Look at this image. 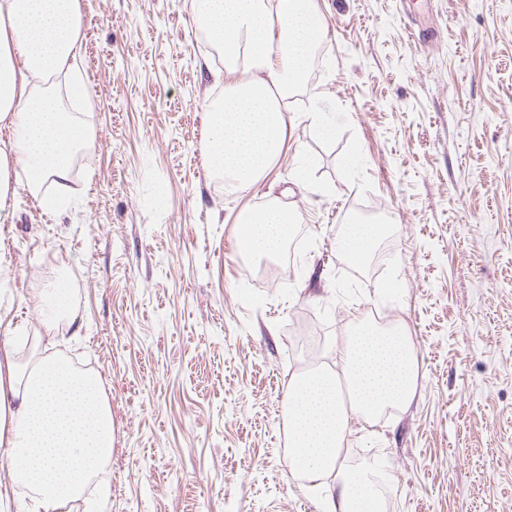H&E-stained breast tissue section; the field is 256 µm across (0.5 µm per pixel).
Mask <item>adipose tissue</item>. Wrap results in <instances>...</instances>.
<instances>
[{"instance_id": "ef3b65f1", "label": "adipose tissue", "mask_w": 512, "mask_h": 512, "mask_svg": "<svg viewBox=\"0 0 512 512\" xmlns=\"http://www.w3.org/2000/svg\"><path fill=\"white\" fill-rule=\"evenodd\" d=\"M197 26L224 52V96L208 109L205 133L211 168L224 191L264 184L283 151L289 118L282 102L306 79V60L326 25L316 0H190ZM82 15L79 0H0V124L11 127L0 145V206L24 174L30 192L44 184L66 187L71 155L95 136L62 105L48 79L69 74ZM254 80L242 81L240 69ZM298 218L273 204L243 210L238 249L273 258ZM385 227L359 220L347 225L337 247L365 264ZM45 334L54 344L58 319L69 310L64 285L38 288ZM341 374L314 370L290 378L287 399L290 469L317 483L336 482L322 512H384L370 469H351L341 447L352 417L373 418L404 408L418 396V364L403 325L382 328L354 320L338 351ZM112 411L98 376L49 356L17 360L14 341L0 343V447L16 485L26 491L24 512H65L112 459Z\"/></svg>"}]
</instances>
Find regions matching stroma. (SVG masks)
<instances>
[{
    "label": "stroma",
    "mask_w": 512,
    "mask_h": 512,
    "mask_svg": "<svg viewBox=\"0 0 512 512\" xmlns=\"http://www.w3.org/2000/svg\"><path fill=\"white\" fill-rule=\"evenodd\" d=\"M80 5L89 101L58 93L95 137L68 207L20 184L0 214V337L28 359L33 289L70 290L55 351L98 373L112 411L98 512H320L289 471V377L335 365L376 306L406 326L420 394L348 434L347 464L382 461L386 512H512V0H317L327 34L287 109L336 134L297 123L273 189L237 195L203 156L224 65L186 0ZM280 197L300 216L292 268L257 288L238 216ZM367 206L388 219L382 267L336 249Z\"/></svg>",
    "instance_id": "obj_1"
}]
</instances>
